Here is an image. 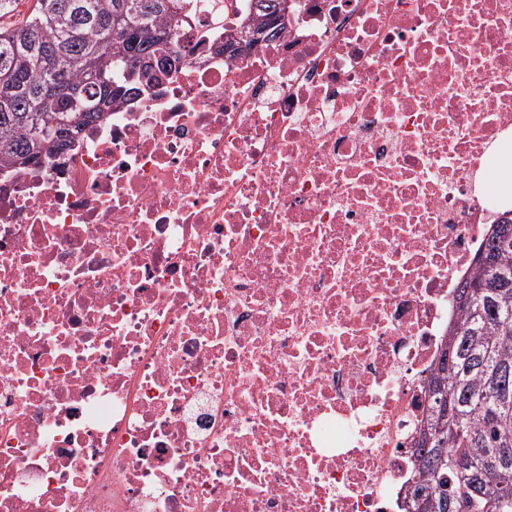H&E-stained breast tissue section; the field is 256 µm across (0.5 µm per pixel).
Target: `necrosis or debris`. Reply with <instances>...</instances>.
Listing matches in <instances>:
<instances>
[{
  "label": "necrosis or debris",
  "mask_w": 512,
  "mask_h": 512,
  "mask_svg": "<svg viewBox=\"0 0 512 512\" xmlns=\"http://www.w3.org/2000/svg\"><path fill=\"white\" fill-rule=\"evenodd\" d=\"M296 2L0 170V512H397L512 0Z\"/></svg>",
  "instance_id": "4bbe7bcc"
}]
</instances>
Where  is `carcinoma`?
<instances>
[{
	"mask_svg": "<svg viewBox=\"0 0 512 512\" xmlns=\"http://www.w3.org/2000/svg\"><path fill=\"white\" fill-rule=\"evenodd\" d=\"M34 0L0 24V169L52 154L59 141L144 92L136 62L186 61L222 33L215 0ZM287 0H248L243 19L282 34ZM216 27L197 43L178 28ZM54 137L41 136L44 129ZM459 317L427 381L429 415L402 512H512V219L494 225L458 288Z\"/></svg>",
	"mask_w": 512,
	"mask_h": 512,
	"instance_id": "cac0c4a2",
	"label": "carcinoma"
}]
</instances>
